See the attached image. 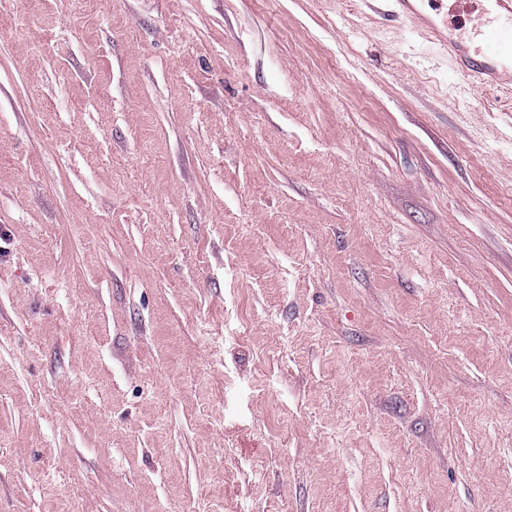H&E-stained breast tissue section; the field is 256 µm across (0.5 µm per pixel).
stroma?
<instances>
[{"label":"stroma","instance_id":"1","mask_svg":"<svg viewBox=\"0 0 512 512\" xmlns=\"http://www.w3.org/2000/svg\"><path fill=\"white\" fill-rule=\"evenodd\" d=\"M379 0H0V512H512V97Z\"/></svg>","mask_w":512,"mask_h":512}]
</instances>
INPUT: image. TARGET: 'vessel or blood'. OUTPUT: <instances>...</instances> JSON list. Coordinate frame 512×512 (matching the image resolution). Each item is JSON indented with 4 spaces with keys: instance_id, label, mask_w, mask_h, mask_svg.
Listing matches in <instances>:
<instances>
[{
    "instance_id": "obj_1",
    "label": "vessel or blood",
    "mask_w": 512,
    "mask_h": 512,
    "mask_svg": "<svg viewBox=\"0 0 512 512\" xmlns=\"http://www.w3.org/2000/svg\"><path fill=\"white\" fill-rule=\"evenodd\" d=\"M389 14L446 50L467 82L512 86V0H389Z\"/></svg>"
}]
</instances>
